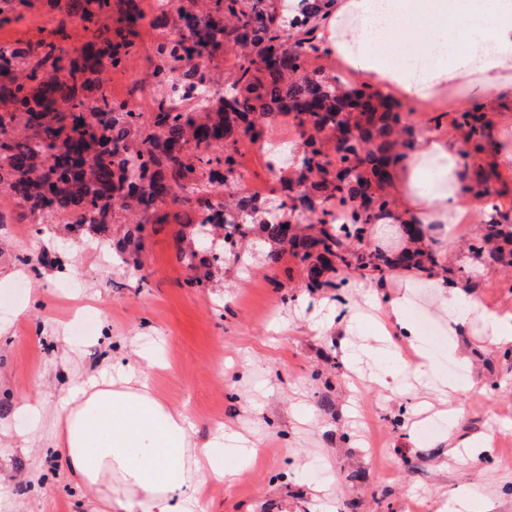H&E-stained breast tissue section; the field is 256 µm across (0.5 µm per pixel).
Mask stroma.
<instances>
[{
  "instance_id": "obj_1",
  "label": "stroma",
  "mask_w": 512,
  "mask_h": 512,
  "mask_svg": "<svg viewBox=\"0 0 512 512\" xmlns=\"http://www.w3.org/2000/svg\"><path fill=\"white\" fill-rule=\"evenodd\" d=\"M143 0L138 52L123 71L101 73L117 99L134 84L150 85L146 65L165 29L159 5ZM37 24L0 30V40L55 42L78 52L88 39L84 22L47 11L30 0ZM288 119L264 141L247 144V183L263 195L269 179L265 146L288 142ZM195 203L159 206L161 219L138 259L116 251L129 216L113 215L112 236L92 228L71 232L52 222L30 223L0 194V512H91L58 449L47 447L51 415L71 379L99 368L106 355L161 353L167 366L151 373L156 394L187 409L196 438H207L214 418L257 445L252 462L233 481L210 478L206 512H512V353L485 336L470 315L458 338L448 334L453 307L409 271L389 274L383 287L354 278L346 288L316 292L304 286L297 260L283 255L268 266L254 259L212 265L203 287L179 258V240ZM466 291L485 308L512 309V267L453 266ZM407 295L409 315L438 362L419 380L399 370L383 387L352 374L346 350L374 344L367 315L383 297ZM345 302L365 319L348 335L336 331V306ZM467 347L474 389L446 394L444 381L463 375L449 355L451 341ZM448 399L460 414L433 426L415 413L426 399ZM30 402L38 416L21 420L15 407ZM489 446L472 459L448 454V439ZM336 494H326V487Z\"/></svg>"
}]
</instances>
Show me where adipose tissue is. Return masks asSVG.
Instances as JSON below:
<instances>
[{
	"mask_svg": "<svg viewBox=\"0 0 512 512\" xmlns=\"http://www.w3.org/2000/svg\"><path fill=\"white\" fill-rule=\"evenodd\" d=\"M285 23L313 15L322 48L348 69L354 81L378 89L413 110H450L462 100L478 112L512 121V0H282ZM418 42L425 67H397L384 52L408 37ZM397 204L383 221L417 224L415 247L435 248L443 233L492 209L482 184L472 182L469 156L453 134L422 132L395 166ZM439 302L479 313L492 344L512 345V311H488L440 264L431 274ZM385 323L410 336L417 360L412 371L428 377L436 363L412 337L409 299L398 295L383 307ZM154 354L114 362L111 372L73 384L54 416L48 437L73 478L97 501L100 512H205L210 476L234 480L237 467L216 456L225 441L236 444L240 462L251 450L245 438L216 426L209 439L193 435L187 410L163 403L148 372L160 367Z\"/></svg>",
	"mask_w": 512,
	"mask_h": 512,
	"instance_id": "adipose-tissue-1",
	"label": "adipose tissue"
}]
</instances>
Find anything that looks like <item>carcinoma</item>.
Listing matches in <instances>:
<instances>
[{
  "instance_id": "1",
  "label": "carcinoma",
  "mask_w": 512,
  "mask_h": 512,
  "mask_svg": "<svg viewBox=\"0 0 512 512\" xmlns=\"http://www.w3.org/2000/svg\"><path fill=\"white\" fill-rule=\"evenodd\" d=\"M52 2L62 15L86 23L112 15V0ZM196 3L177 8L176 37L153 47L152 77L165 90L181 79L184 63L237 47L241 54L231 82L214 106L197 103L147 118L133 102L112 97L103 82L97 97L88 99V74L119 72L135 53L142 0H121L118 26L92 30L76 57L52 41L35 47L3 41L0 101L14 109L0 113V190L41 221L58 212L72 214L74 231L89 224L106 232L114 209H134L141 220L127 225L119 244L137 257L145 246V224L159 205L186 204L194 193L228 186L244 140L263 138L286 114L304 150L294 175L279 177L276 203L229 192L224 209L245 222L188 225L194 237L209 226L224 231V250L191 247L181 253L182 261L190 268L198 261L222 262L257 233L268 245L264 263L277 264L291 254L310 291L338 288L355 272L380 284L398 269L437 266L431 251L406 248L384 255L361 247L369 227L393 206L386 187L402 156L398 135L411 132L402 124L403 105L370 86L353 87L341 97L340 76L308 72V58L327 51L307 17L290 34L268 0H205L203 9ZM25 7L27 0H3L0 29L25 20ZM469 250L512 267V225H482Z\"/></svg>"
}]
</instances>
